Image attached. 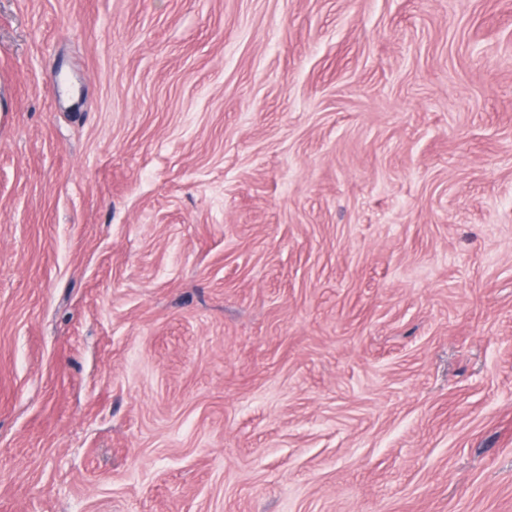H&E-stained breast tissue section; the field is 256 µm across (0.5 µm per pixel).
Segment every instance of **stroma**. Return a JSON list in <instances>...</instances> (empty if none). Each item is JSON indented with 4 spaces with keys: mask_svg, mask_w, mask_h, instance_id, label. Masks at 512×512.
Listing matches in <instances>:
<instances>
[{
    "mask_svg": "<svg viewBox=\"0 0 512 512\" xmlns=\"http://www.w3.org/2000/svg\"><path fill=\"white\" fill-rule=\"evenodd\" d=\"M0 512H512V0H0Z\"/></svg>",
    "mask_w": 512,
    "mask_h": 512,
    "instance_id": "35a3bbf8",
    "label": "stroma"
}]
</instances>
